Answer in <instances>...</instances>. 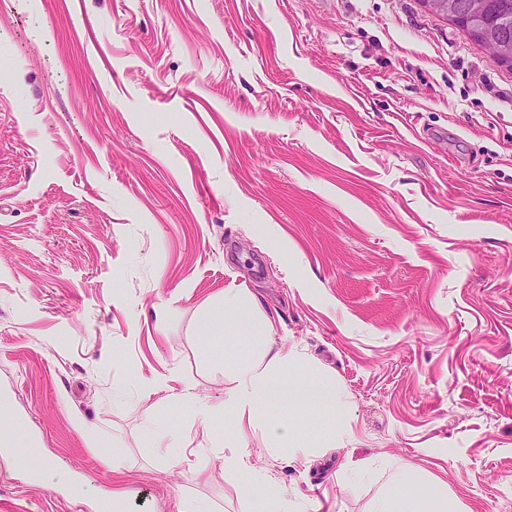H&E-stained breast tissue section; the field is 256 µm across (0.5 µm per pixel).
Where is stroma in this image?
Wrapping results in <instances>:
<instances>
[{
	"mask_svg": "<svg viewBox=\"0 0 512 512\" xmlns=\"http://www.w3.org/2000/svg\"><path fill=\"white\" fill-rule=\"evenodd\" d=\"M5 3L0 406L54 473L0 441V512H244L176 399L250 351L201 332L228 288L347 396L309 465L247 442L302 512H366L388 459L512 512V69L423 0ZM147 436L152 447L164 448L162 458L168 463H178L181 460L183 448L180 443V432L168 422H155L147 427Z\"/></svg>",
	"mask_w": 512,
	"mask_h": 512,
	"instance_id": "35a3bbf8",
	"label": "stroma"
}]
</instances>
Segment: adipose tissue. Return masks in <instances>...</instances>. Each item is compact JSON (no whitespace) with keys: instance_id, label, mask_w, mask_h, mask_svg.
<instances>
[{"instance_id":"obj_1","label":"adipose tissue","mask_w":512,"mask_h":512,"mask_svg":"<svg viewBox=\"0 0 512 512\" xmlns=\"http://www.w3.org/2000/svg\"><path fill=\"white\" fill-rule=\"evenodd\" d=\"M204 328L211 336L227 330L246 332L250 353L232 360L231 385L222 401L203 402L188 393L183 394V401L201 430H209L218 419L230 424L224 434V445L230 450L224 458V476L245 502L246 512H299L298 497L288 494L269 474L258 472L251 480L239 481V473L248 466L246 440L260 434L268 451L299 464L346 444L350 427L341 388L329 379L315 382L298 375L302 355L296 348L272 345L273 328L260 319L247 291H225L219 306L207 314ZM282 404L287 405V413L271 414V407ZM319 404L335 409L336 415L326 429L315 434L302 425L298 415ZM388 468L389 485L372 499L369 512H464L442 480L422 478L416 466L402 460L389 461Z\"/></svg>"}]
</instances>
